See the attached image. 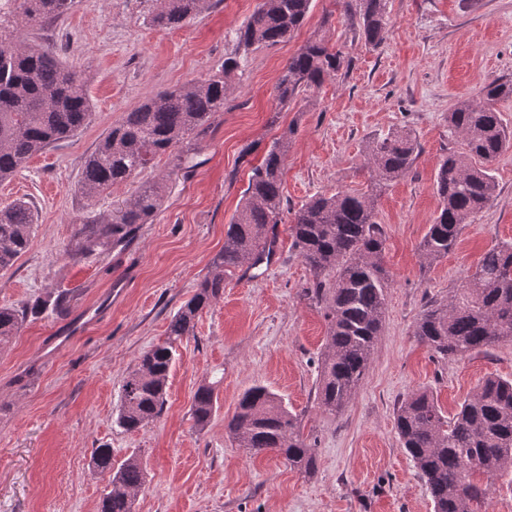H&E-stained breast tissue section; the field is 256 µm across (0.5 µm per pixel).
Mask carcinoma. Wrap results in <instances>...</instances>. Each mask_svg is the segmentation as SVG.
Segmentation results:
<instances>
[{
	"label": "carcinoma",
	"instance_id": "cac0c4a2",
	"mask_svg": "<svg viewBox=\"0 0 512 512\" xmlns=\"http://www.w3.org/2000/svg\"><path fill=\"white\" fill-rule=\"evenodd\" d=\"M212 0H156L150 25L179 28L211 6ZM312 0H262L237 32V46L224 65L199 80L160 91L104 132L86 156L78 192L95 199L111 192L175 148L173 167L188 168L199 133L224 111L228 78L240 57L252 48L290 38L305 21ZM75 0H19L15 28L0 35V182L13 177L27 161L50 145L74 136L93 112L81 73L64 64L59 51L31 42L22 32L67 15ZM344 14L373 48L381 45L391 20L387 0H342ZM344 57L321 38L308 40L288 58L276 84L280 112L299 96L335 78ZM512 98V80H495L477 99L459 101L449 112V132L461 138V152H450L435 176L436 216L420 246L422 265L452 252L469 224L496 192L493 164L512 149V131L504 126L497 104ZM288 129L272 141L263 162L252 169L236 214L224 233V249L210 261L195 294L171 317L164 341L151 346L128 372L114 419L132 432L158 417L166 402L168 374L177 348L194 335L200 313L224 295L228 272L245 273L274 255L281 223L284 162L293 143ZM419 155L409 129L390 132L372 142L364 154L370 172L367 192L338 190L318 194L294 214L291 235L315 277L308 295L325 311L326 347L321 357L318 399L324 410H341L354 397L369 369L380 336L391 279L384 265L385 237L376 219L377 193L407 175ZM164 186L143 184L111 213L87 217L76 232L72 257L85 258L126 240L137 224H146L163 200ZM38 222L28 202L0 208V271L9 270L26 251ZM64 294L38 300L31 311L56 310ZM27 311L0 306V347L19 332ZM414 336L441 359L512 342V242L502 241L482 257L448 298L420 315ZM216 410L215 387L201 385L193 398L198 428L208 426ZM396 431L405 453L424 480L434 512H483L489 485L482 475H512V380L485 379L460 409L444 415L433 395L416 391L398 405ZM227 428L238 447L251 455L276 450L288 464L310 475L316 455L300 432L297 419L278 395L265 386L247 389ZM92 466L109 475L112 489L99 512H133L145 481L140 459L131 455L112 462V449H95Z\"/></svg>",
	"mask_w": 512,
	"mask_h": 512
}]
</instances>
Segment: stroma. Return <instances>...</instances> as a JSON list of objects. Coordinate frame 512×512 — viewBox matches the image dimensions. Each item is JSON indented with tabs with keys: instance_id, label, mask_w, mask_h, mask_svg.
<instances>
[{
	"instance_id": "35a3bbf8",
	"label": "stroma",
	"mask_w": 512,
	"mask_h": 512,
	"mask_svg": "<svg viewBox=\"0 0 512 512\" xmlns=\"http://www.w3.org/2000/svg\"><path fill=\"white\" fill-rule=\"evenodd\" d=\"M261 0H220L190 24L150 25L154 0H77L61 20L29 30L62 48L86 81L92 122L34 156L0 182V207L24 200L38 224L25 253L0 272V305L32 306L64 294L54 311L27 317L0 349V512H98L109 478L95 449L114 461L137 455L145 482L134 512H433L423 479L395 428L398 403L432 392L454 414L490 375L512 379V343L441 360L414 336L428 304L448 298L481 256L512 240V150L494 164L496 196L466 226L455 250L422 267L419 246L432 223L441 158L460 149L448 131L459 100L512 79V0H388L391 26L365 46L339 0H312L293 37L242 57L224 110L197 138L196 167L173 169L161 155L140 178L113 186L96 204L78 193L85 156L100 135L156 92L204 78L234 53L236 33ZM340 49L334 79L275 112V85L288 58L310 37ZM294 128L284 164L283 214L275 254L262 275L234 271L223 297L204 309L170 369L163 413L126 432L113 418L120 388L138 357L162 342L173 314L195 292L274 138ZM407 128L419 144L413 170L377 199L392 278L384 328L360 389L339 412L324 411L317 377L326 322L307 296L313 275L294 245L295 211L310 197L366 191L368 145ZM164 180L160 210L125 242L76 261L79 222L129 199L141 181ZM215 383L208 427L191 415L202 383ZM276 393L316 452L306 475L276 452L252 456L225 425L247 388Z\"/></svg>"
}]
</instances>
